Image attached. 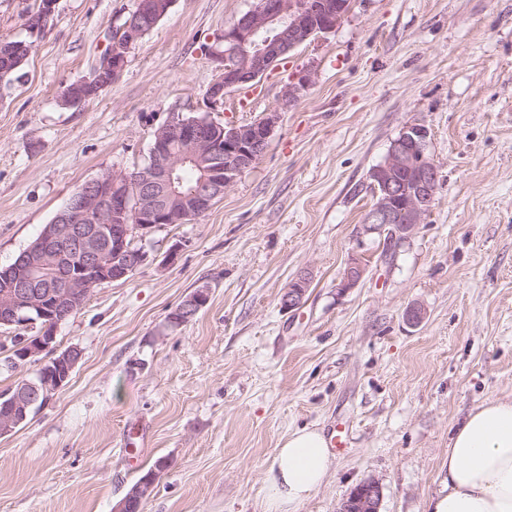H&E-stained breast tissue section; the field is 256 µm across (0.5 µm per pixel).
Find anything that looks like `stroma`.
<instances>
[{
	"label": "stroma",
	"instance_id": "obj_1",
	"mask_svg": "<svg viewBox=\"0 0 512 512\" xmlns=\"http://www.w3.org/2000/svg\"><path fill=\"white\" fill-rule=\"evenodd\" d=\"M256 3L173 0L120 76L74 108L63 90L89 75L135 0H55L41 31L26 25L39 0H0V41L33 45L0 89L2 268L83 183L145 167L170 113L239 125L281 114L262 157L205 214L155 229L144 265L59 325V349L82 358L0 436V512H112L152 468L142 512H262L274 450L303 426L345 427L348 446L298 512H338L369 478L380 512H424L453 428L512 397V0H350L335 30L210 105L224 31ZM414 123L440 183L388 259L383 235L362 231L370 173ZM355 258L365 274L341 289ZM303 274L304 304L283 309ZM201 287L208 304L171 326ZM412 307L420 324L406 320Z\"/></svg>",
	"mask_w": 512,
	"mask_h": 512
}]
</instances>
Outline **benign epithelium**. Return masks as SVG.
Wrapping results in <instances>:
<instances>
[{"label":"benign epithelium","instance_id":"benign-epithelium-1","mask_svg":"<svg viewBox=\"0 0 512 512\" xmlns=\"http://www.w3.org/2000/svg\"><path fill=\"white\" fill-rule=\"evenodd\" d=\"M172 5L158 0H137L133 18L117 32L116 45L102 54L95 66L99 83H110L123 70L127 53L156 25ZM349 3L340 0L329 9L323 0H259L254 9L224 31L227 50L219 55L224 64L220 80L208 90L214 103L224 100V92L253 82L274 66L277 59L309 40L314 34L328 33L341 23ZM15 47L0 43V84L17 67ZM96 85L76 82L66 88L63 100L80 105L93 98ZM280 119L270 112L252 125L228 124L218 134L204 118H185L179 112L155 131L150 163L139 174L130 176L104 172L83 183L68 199L41 237L23 251L18 261L0 279V327L28 328L42 322L35 336L13 338V357L6 364L21 361L38 366L35 378L23 380L7 393L0 404V436L23 424L35 407L47 402L71 377L82 352L77 347L57 349V326L76 314L97 286L126 279L147 260L148 254L135 240H144L155 229L182 223L209 210L223 190L255 163L266 148L272 130ZM174 136L180 151L171 150ZM184 153L206 159L205 177L193 194V207L177 218L173 199L175 172ZM379 186L375 203L364 220L363 232L371 233L388 224L395 236L406 240L424 222L439 183V172L429 151L428 130L409 124L390 145L383 163L371 172ZM405 215L406 223L395 218ZM75 270L59 286L44 282L43 273L71 262ZM365 265L352 261L346 268L341 288H351L363 277ZM309 279L297 278L282 296L288 310L302 306ZM209 300V289L198 288L170 315V322L183 323ZM155 489L152 476L141 479L114 508L128 512L131 505L148 499ZM381 487L374 479L360 483L344 501L339 512H379Z\"/></svg>","mask_w":512,"mask_h":512}]
</instances>
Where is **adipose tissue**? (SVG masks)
Instances as JSON below:
<instances>
[{"mask_svg": "<svg viewBox=\"0 0 512 512\" xmlns=\"http://www.w3.org/2000/svg\"><path fill=\"white\" fill-rule=\"evenodd\" d=\"M336 465L321 429L294 430L275 449L264 479L263 512H296ZM425 512H512V397L482 402L448 441V469Z\"/></svg>", "mask_w": 512, "mask_h": 512, "instance_id": "ef3b65f1", "label": "adipose tissue"}]
</instances>
